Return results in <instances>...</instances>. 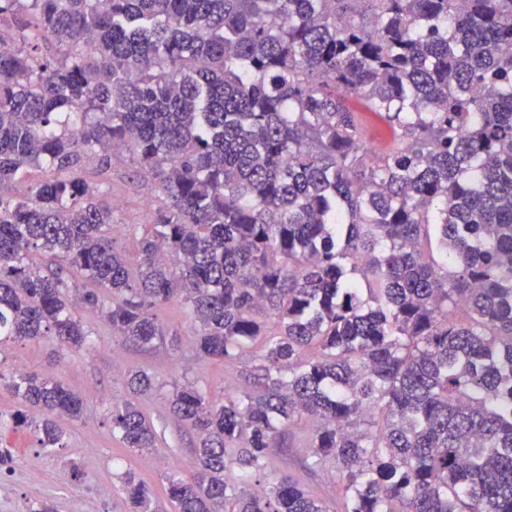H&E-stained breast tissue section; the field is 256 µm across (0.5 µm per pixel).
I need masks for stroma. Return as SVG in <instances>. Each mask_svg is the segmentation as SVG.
Listing matches in <instances>:
<instances>
[{
  "label": "stroma",
  "mask_w": 512,
  "mask_h": 512,
  "mask_svg": "<svg viewBox=\"0 0 512 512\" xmlns=\"http://www.w3.org/2000/svg\"><path fill=\"white\" fill-rule=\"evenodd\" d=\"M85 178L96 183L99 195L113 203V236L130 265H137V240L150 229L149 202L157 190L153 182L139 175L130 158L113 163L105 179L93 169ZM159 322L167 331L163 340L145 347L116 338L111 326L93 312L83 313L93 346L81 352L59 349L49 338L9 346L5 370L60 377L84 403V412L72 421L59 448H40L33 428L0 426V448L18 451L10 474L0 480V512H37L43 503L56 512H123L125 497L121 475L134 469L157 493V512H174L166 493V477L182 462L190 460L195 435L181 427L169 410L168 400L175 386L192 383L216 401L239 396L250 386L251 357L232 365L223 361L197 360L192 353L196 326L177 303L157 307ZM152 375L157 387L138 402L159 434L158 450L141 454L125 448L112 432L113 404L130 399L125 383L128 368ZM310 435L306 422L291 426L279 447L271 451V463L281 474L290 475L329 512H344L342 484L334 472L314 468L305 443Z\"/></svg>",
  "instance_id": "35a3bbf8"
}]
</instances>
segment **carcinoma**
Wrapping results in <instances>:
<instances>
[{
	"instance_id": "cac0c4a2",
	"label": "carcinoma",
	"mask_w": 512,
	"mask_h": 512,
	"mask_svg": "<svg viewBox=\"0 0 512 512\" xmlns=\"http://www.w3.org/2000/svg\"><path fill=\"white\" fill-rule=\"evenodd\" d=\"M6 20L0 185L21 190L0 194V352L89 347L76 304L148 345L180 303L197 359L253 354L242 395L169 399L199 439L167 478L175 512H327L271 472L303 419L345 512H512V0H0ZM117 147L158 191L135 270L82 176ZM0 388L45 412L43 449L83 413L57 376ZM111 420L157 449L138 406ZM121 480L125 512H154ZM349 105L361 117L364 123V136L369 146L375 151L387 149L392 141L390 128L373 112L365 109L363 101L357 97H350Z\"/></svg>"
}]
</instances>
